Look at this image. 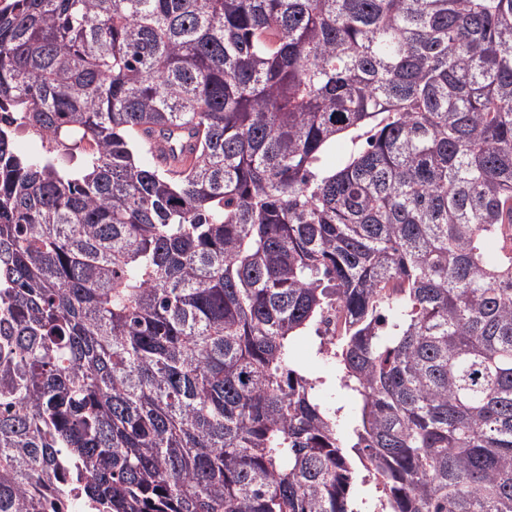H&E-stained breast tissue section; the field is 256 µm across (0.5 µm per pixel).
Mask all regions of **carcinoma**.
I'll return each instance as SVG.
<instances>
[{"mask_svg":"<svg viewBox=\"0 0 512 512\" xmlns=\"http://www.w3.org/2000/svg\"><path fill=\"white\" fill-rule=\"evenodd\" d=\"M506 224L512 0H0V512H512Z\"/></svg>","mask_w":512,"mask_h":512,"instance_id":"1","label":"carcinoma"}]
</instances>
